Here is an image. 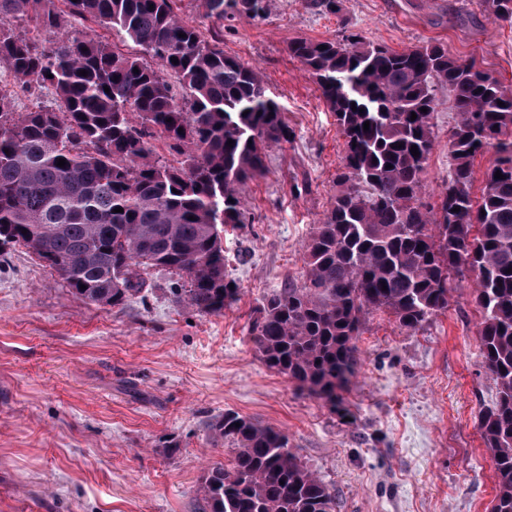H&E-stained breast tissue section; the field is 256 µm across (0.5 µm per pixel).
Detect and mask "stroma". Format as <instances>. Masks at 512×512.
I'll list each match as a JSON object with an SVG mask.
<instances>
[{"label":"stroma","mask_w":512,"mask_h":512,"mask_svg":"<svg viewBox=\"0 0 512 512\" xmlns=\"http://www.w3.org/2000/svg\"><path fill=\"white\" fill-rule=\"evenodd\" d=\"M345 22L396 50L442 41L512 85V27L480 0H340L326 16L270 0L267 19L225 20V54L259 72L290 127L243 188L248 224L224 234L240 297L199 314L174 294L177 275L148 269L125 305H95L27 249L0 256V512H198L205 471L232 456L208 428L227 411L284 432L334 489L336 512H487L494 469L478 419L498 389L480 367L470 285L415 330L369 315L341 393L348 420L268 369L251 342L264 298L304 279L303 245L344 155L333 112L287 45L339 36ZM438 98L428 204L448 179L455 120L447 91Z\"/></svg>","instance_id":"stroma-1"}]
</instances>
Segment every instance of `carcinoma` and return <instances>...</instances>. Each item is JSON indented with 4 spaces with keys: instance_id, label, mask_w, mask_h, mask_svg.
<instances>
[{
    "instance_id": "carcinoma-1",
    "label": "carcinoma",
    "mask_w": 512,
    "mask_h": 512,
    "mask_svg": "<svg viewBox=\"0 0 512 512\" xmlns=\"http://www.w3.org/2000/svg\"><path fill=\"white\" fill-rule=\"evenodd\" d=\"M178 2L0 0V82L31 97L49 87L56 94L20 112L0 93V249L54 257L75 295L112 307L145 288L140 271L161 267L183 278L176 292L188 309L221 314L240 293L225 269L224 226L247 223L241 189L264 174L268 148L290 130L258 72L224 55ZM338 2L305 0L318 15L339 13ZM269 4L199 0L215 36L229 18H265ZM481 4L512 26V0ZM30 12L51 45L16 31L13 20ZM71 19L118 31L142 56L68 29ZM287 51L336 116L344 171L304 245V280L255 310L254 348L268 368L334 407L357 373L356 339L369 315L386 312L414 330L448 310L452 281L475 274L480 367L498 387L478 423L496 478L489 512H512V85L437 41L396 51L352 33L298 38ZM441 88L456 121L448 184L433 208L423 194ZM484 153L494 160L477 196L473 162ZM211 430L233 456L203 476L205 512H336V493L283 432L230 412Z\"/></svg>"
}]
</instances>
